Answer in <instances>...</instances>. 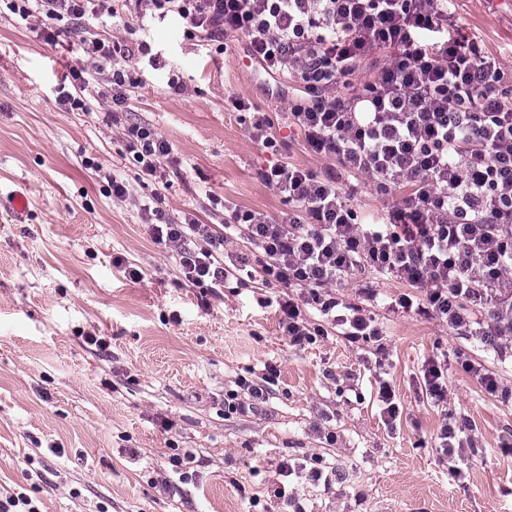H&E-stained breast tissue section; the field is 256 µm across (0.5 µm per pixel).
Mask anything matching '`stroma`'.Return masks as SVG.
I'll return each mask as SVG.
<instances>
[{
  "label": "stroma",
  "mask_w": 512,
  "mask_h": 512,
  "mask_svg": "<svg viewBox=\"0 0 512 512\" xmlns=\"http://www.w3.org/2000/svg\"><path fill=\"white\" fill-rule=\"evenodd\" d=\"M453 22L512 72V0H456ZM41 27L0 10V199L18 191L28 200L22 220L0 202V493H27L41 512H512V453L502 449L512 403L461 367L472 359L512 385V363L397 310L407 287L384 277L371 300L356 282L335 287L374 318L378 338L291 345L279 327L283 289L233 277L214 293L194 286L149 235L143 207L159 191L165 222L191 213L219 228L233 210L287 216L259 175L277 162L335 176L366 221L386 214L374 177L315 154L288 129V89H272L243 37L221 52L173 18L146 19L132 34L151 53L121 63L133 82L125 110L173 148L162 191L124 156L110 100L90 92L84 112L57 103L65 76L87 61L77 35L51 45ZM173 70L186 85L179 94L168 87ZM235 97L251 110L236 111ZM257 110L275 118L273 148L250 137ZM89 160L125 180L132 201L114 200ZM431 359L448 364L444 405L422 391ZM269 363L280 375L268 401L225 413L238 379ZM380 379L402 409L391 425ZM459 416L473 446L448 461L437 435ZM316 456L336 470L329 486L279 473L281 461Z\"/></svg>",
  "instance_id": "35a3bbf8"
}]
</instances>
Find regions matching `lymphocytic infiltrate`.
Listing matches in <instances>:
<instances>
[{
    "label": "lymphocytic infiltrate",
    "mask_w": 512,
    "mask_h": 512,
    "mask_svg": "<svg viewBox=\"0 0 512 512\" xmlns=\"http://www.w3.org/2000/svg\"><path fill=\"white\" fill-rule=\"evenodd\" d=\"M23 17L50 19L42 31L56 43L57 20L103 22L146 14L176 16L184 34L211 41L240 34L249 59L279 81L298 86L285 120L316 154L354 173L376 177L389 195L408 187L380 224L359 220L335 178L288 163L261 173L292 206L288 217L233 213L250 256L224 260V237L192 214L149 228L174 249L187 281L216 287L245 272L265 284L295 289L280 304V328L302 346L340 328L351 342L377 335L362 308L332 292L366 271L420 290L398 299L404 311L438 319L457 336L478 337L498 359L512 358V100L507 73L452 28L448 0H6ZM91 70L73 71L61 105L85 108L84 93L108 74L125 151L143 179L167 184L173 149L152 127L123 124L129 87L118 59L147 52L145 42L80 36ZM370 74L349 95L337 93L361 68ZM322 320L310 322L309 310Z\"/></svg>",
    "instance_id": "lymphocytic-infiltrate-1"
}]
</instances>
